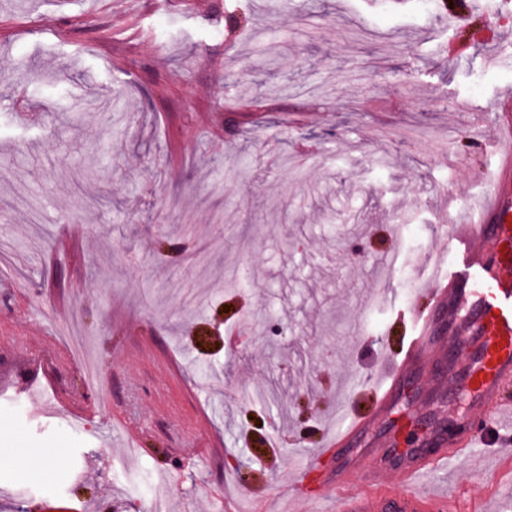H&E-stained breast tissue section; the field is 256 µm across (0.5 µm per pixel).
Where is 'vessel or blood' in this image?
Returning a JSON list of instances; mask_svg holds the SVG:
<instances>
[{"label":"vessel or blood","mask_w":512,"mask_h":512,"mask_svg":"<svg viewBox=\"0 0 512 512\" xmlns=\"http://www.w3.org/2000/svg\"><path fill=\"white\" fill-rule=\"evenodd\" d=\"M471 125L494 129L495 170L485 177L480 198L460 206L440 240L439 264L416 286V296L430 304L409 316L406 350L380 382L365 379L376 398L372 414L324 434L321 450L297 472L293 497L334 498L344 512H378L376 477L385 472L399 482L401 512H444L446 495H418L410 485L471 448L486 421L512 412V402L502 397L512 386V96L499 99L493 119L478 113ZM425 368L469 397L467 433L450 440L431 432L430 454L404 447L407 421L394 414L411 379ZM28 509L92 512L89 502L72 498L34 499Z\"/></svg>","instance_id":"vessel-or-blood-1"}]
</instances>
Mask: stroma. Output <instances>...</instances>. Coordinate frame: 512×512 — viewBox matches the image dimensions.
Returning a JSON list of instances; mask_svg holds the SVG:
<instances>
[{
  "label": "stroma",
  "mask_w": 512,
  "mask_h": 512,
  "mask_svg": "<svg viewBox=\"0 0 512 512\" xmlns=\"http://www.w3.org/2000/svg\"><path fill=\"white\" fill-rule=\"evenodd\" d=\"M297 2L0 0V512H150L164 473L168 512H222L246 456L243 494L278 512L324 429L366 410L354 379L404 347L381 258L419 277L480 190L490 154L456 141L512 89V18ZM274 381L318 404L303 445L258 398ZM466 406L423 373L401 410L414 431ZM423 485L512 512L493 448ZM32 512H91L93 507L84 500H75L73 498H64L57 500L34 499L28 506Z\"/></svg>",
  "instance_id": "stroma-1"
}]
</instances>
